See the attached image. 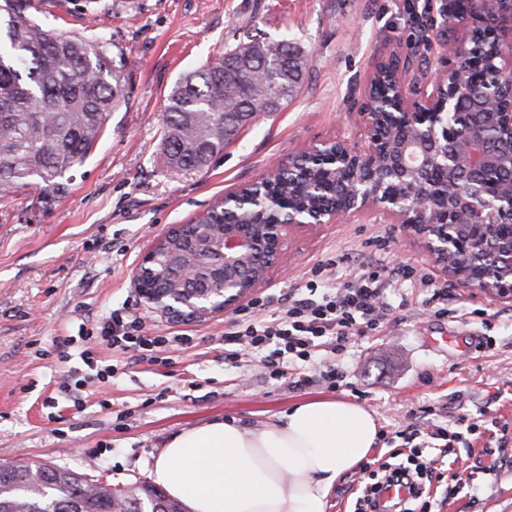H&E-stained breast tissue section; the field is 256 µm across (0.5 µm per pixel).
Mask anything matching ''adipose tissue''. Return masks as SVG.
Returning <instances> with one entry per match:
<instances>
[{
	"label": "adipose tissue",
	"instance_id": "ef3b65f1",
	"mask_svg": "<svg viewBox=\"0 0 512 512\" xmlns=\"http://www.w3.org/2000/svg\"><path fill=\"white\" fill-rule=\"evenodd\" d=\"M378 426L345 400L302 401L246 428L213 421L174 436L151 477L192 512H326L337 477L376 445Z\"/></svg>",
	"mask_w": 512,
	"mask_h": 512
}]
</instances>
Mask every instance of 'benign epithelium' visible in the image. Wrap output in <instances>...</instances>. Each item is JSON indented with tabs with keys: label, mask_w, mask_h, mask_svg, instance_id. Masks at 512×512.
<instances>
[{
	"label": "benign epithelium",
	"mask_w": 512,
	"mask_h": 512,
	"mask_svg": "<svg viewBox=\"0 0 512 512\" xmlns=\"http://www.w3.org/2000/svg\"><path fill=\"white\" fill-rule=\"evenodd\" d=\"M440 0L441 36L448 59L424 84L405 88L392 76V95L367 99L357 113L358 137L328 139L288 154V166H328L343 176L336 208L288 204V223L270 234H252L239 224L171 225L145 253L133 284L149 308L171 318L205 320L236 309L266 281L268 267L248 265L266 252L285 256L293 232L311 224L353 219L377 209L409 230L444 272L468 287L512 294V183L500 182L512 164V0ZM452 37H447V32ZM488 35L493 53L483 65V107L496 113L507 151L486 142L481 112H461L457 59L472 42ZM266 177L252 182L256 212L276 209L279 200L262 196ZM488 251L491 268L461 263V241ZM169 288H153L155 277Z\"/></svg>",
	"instance_id": "1"
}]
</instances>
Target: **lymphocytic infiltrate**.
Here are the masks:
<instances>
[{
	"label": "lymphocytic infiltrate",
	"mask_w": 512,
	"mask_h": 512,
	"mask_svg": "<svg viewBox=\"0 0 512 512\" xmlns=\"http://www.w3.org/2000/svg\"><path fill=\"white\" fill-rule=\"evenodd\" d=\"M418 281L427 288L426 301L431 313L438 317L448 313V291L436 285L426 275H418L410 266L391 268L383 264H362L350 280L334 284L320 275H313L304 287L289 291L277 312L270 317L260 316V304L253 301L239 309L237 317L224 333V359L238 363L243 355H250L264 368L272 380L287 375L288 367H298L297 385H307L311 378L317 349L329 352L345 350L351 337L376 330L389 305L387 288L395 277ZM101 333L111 346L131 352L134 362L161 363V355L173 345H186L188 336L171 338L143 334L138 319L120 311H113L104 321ZM435 471L434 459L416 463L415 467L382 464L360 465L362 478L355 512H377L379 492L383 486L406 484L423 498L425 482Z\"/></svg>",
	"instance_id": "lymphocytic-infiltrate-1"
}]
</instances>
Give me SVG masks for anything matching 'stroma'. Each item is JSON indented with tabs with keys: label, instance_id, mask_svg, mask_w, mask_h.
Segmentation results:
<instances>
[{
	"label": "stroma",
	"instance_id": "stroma-1",
	"mask_svg": "<svg viewBox=\"0 0 512 512\" xmlns=\"http://www.w3.org/2000/svg\"><path fill=\"white\" fill-rule=\"evenodd\" d=\"M436 0H44L37 19L65 35L110 38L125 58L124 98L108 117L69 190L43 207L35 187L0 193V463L47 461L127 488L147 481L168 441L217 419L250 427L305 400L344 399L379 427L370 460L406 462L412 449L439 472L424 497L431 512H512V297L464 286L444 273L401 225L367 212L296 231L255 298L304 287L331 255L346 256L337 282L361 261L387 259L447 288L448 316L427 313V294L399 282L378 330L323 352L343 375L337 389L275 382L259 362L224 360L226 312L204 321L150 311L132 285L143 255L169 226L185 224L255 181L288 152L356 132L375 63L394 53L410 75L435 71L444 52L425 24ZM286 40L305 81L279 112L258 115L208 170L160 160L168 98L188 73L240 42ZM119 310L150 334L187 332L166 365L133 364L98 337ZM72 344H65V337ZM68 361H59L61 348ZM92 348L116 373L93 380L79 402L59 385ZM445 434H437V427Z\"/></svg>",
	"mask_w": 512,
	"mask_h": 512
}]
</instances>
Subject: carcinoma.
Masks as SVG:
<instances>
[{"label": "carcinoma", "mask_w": 512, "mask_h": 512, "mask_svg": "<svg viewBox=\"0 0 512 512\" xmlns=\"http://www.w3.org/2000/svg\"><path fill=\"white\" fill-rule=\"evenodd\" d=\"M34 0H0V193L34 184L49 207L68 192L65 175L83 164L108 116L123 98L124 58L108 39H73L45 28L33 16ZM247 45L263 65L245 67L240 47L216 56L172 91L164 117L162 164L204 171L234 141L224 132L228 113L244 120L277 112L302 85V62L282 58L280 42ZM468 104L483 95L473 80L472 58L460 60ZM314 182L317 197L333 200L336 179L297 167L270 188L281 199ZM198 224H248L250 218L206 210ZM0 512H186L162 488L144 482L112 489L73 470L41 462L0 466Z\"/></svg>", "instance_id": "1"}]
</instances>
